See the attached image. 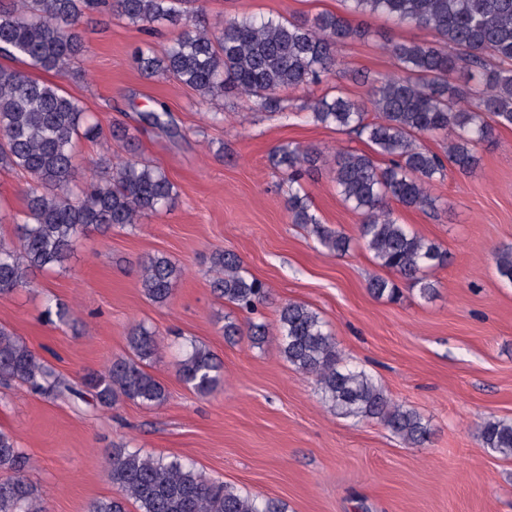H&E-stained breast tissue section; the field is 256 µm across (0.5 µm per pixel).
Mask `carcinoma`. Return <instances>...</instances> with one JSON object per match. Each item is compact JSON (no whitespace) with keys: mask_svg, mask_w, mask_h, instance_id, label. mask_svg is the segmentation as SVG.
I'll use <instances>...</instances> for the list:
<instances>
[{"mask_svg":"<svg viewBox=\"0 0 512 512\" xmlns=\"http://www.w3.org/2000/svg\"><path fill=\"white\" fill-rule=\"evenodd\" d=\"M343 13L320 12L288 19L246 16L211 22L190 0H0V58L21 59L29 67L69 74L86 48L82 20L86 12L107 6L153 35L160 27L180 30L165 53L149 44L135 52L147 77L169 76L203 102L233 92L255 107L286 111L280 92L319 84L340 66L338 47L371 36L355 16L384 14L399 25L430 30L432 41H394L383 48L398 72L367 79V101L338 90L300 107L317 124L356 134L370 151H338L325 157L314 147L286 146L271 160L288 185L286 207L292 220L315 236L329 254L347 255L352 239L323 224L302 180L322 164L343 202L361 218L358 242L375 264L398 281L374 276L367 288L376 298L395 300L399 283L428 301L438 282L427 271L444 267L443 246L402 224L392 204L434 210L433 184L448 169L472 172L477 145L491 142L501 128L512 127V0H344ZM140 121L171 136L180 130L168 107L139 114ZM424 135L448 141L444 154L421 148ZM131 144L125 126L104 131L90 121L82 102L58 84L0 65V171L26 174L25 208L16 222L17 242L0 240V294L30 286L35 271L63 268L79 238L89 231L133 227L170 208L174 183L160 167L107 153L83 175L74 167L80 140ZM499 277L512 283V250L495 256ZM140 288L156 304L166 303L181 269L164 255L140 265ZM214 292L242 312L255 314L267 289L243 273L232 251L210 256ZM71 310L48 300L43 316L51 324L69 320ZM282 356L302 373L315 377L321 401L343 418L375 419L411 446L423 445L430 429L419 412L394 402L365 370L349 366L319 314L287 301L278 310ZM248 336L264 342L266 325L252 320L224 323V338ZM129 355L103 371L89 370L82 388L73 386L11 330L0 326V382L19 383L33 394L90 401L110 409L122 401L158 407L165 387L149 372L161 344L151 326L133 325L126 336ZM222 362L210 348L192 343L179 364L180 380L200 396L223 385ZM483 447L512 459V420L489 418L479 429ZM28 458L9 433L0 430V512H47L26 475ZM109 479L119 495L91 500L86 512H282L276 503L243 494L196 470L180 458L153 456L120 446L108 453Z\"/></svg>","mask_w":512,"mask_h":512,"instance_id":"obj_1","label":"carcinoma"}]
</instances>
